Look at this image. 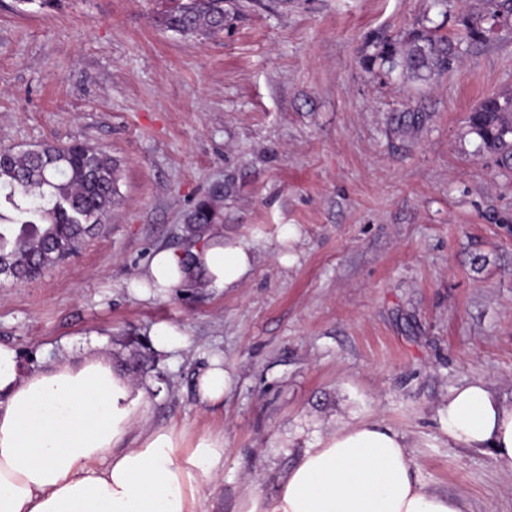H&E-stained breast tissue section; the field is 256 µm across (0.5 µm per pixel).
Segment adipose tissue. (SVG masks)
<instances>
[{
  "instance_id": "ef3b65f1",
  "label": "adipose tissue",
  "mask_w": 512,
  "mask_h": 512,
  "mask_svg": "<svg viewBox=\"0 0 512 512\" xmlns=\"http://www.w3.org/2000/svg\"><path fill=\"white\" fill-rule=\"evenodd\" d=\"M257 255L212 230L190 252L161 249L132 281L139 295L194 279L210 288L246 280ZM145 389L115 372L108 355L21 371L0 344V512H209V487L224 473V440L179 449L175 431L148 429ZM449 438L487 448L512 472V406L481 379L452 390ZM241 512H469L464 498L428 488L408 442L383 422L347 425L299 452L275 496L249 497Z\"/></svg>"
}]
</instances>
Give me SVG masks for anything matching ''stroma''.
I'll list each match as a JSON object with an SVG mask.
<instances>
[{"label":"stroma","mask_w":512,"mask_h":512,"mask_svg":"<svg viewBox=\"0 0 512 512\" xmlns=\"http://www.w3.org/2000/svg\"><path fill=\"white\" fill-rule=\"evenodd\" d=\"M174 0H0V149L79 141L120 164L119 194L76 254L37 278L0 277V344L23 369L60 351L146 364L150 425L184 447L223 435L214 512L273 495L301 449L375 417L402 432L421 481L470 512H512V473L449 440L452 389L487 381L512 406V171L479 151L468 115L512 93V30L466 46L431 85L374 76L368 41L460 0H235L224 32L165 29ZM428 120L411 138L392 117ZM232 195L221 199L224 188ZM226 238L249 243V281L141 299L154 251L202 236L212 195ZM184 333L154 349L153 325ZM222 359L233 385L203 402ZM221 220V213L219 208L212 201H203L199 203L190 215V224L193 225L190 228L192 233L198 232L204 229L205 224H217ZM198 392L203 401L210 404H219L224 399V393L231 384V377L224 365L214 359L200 374L198 380Z\"/></svg>","instance_id":"obj_1"}]
</instances>
